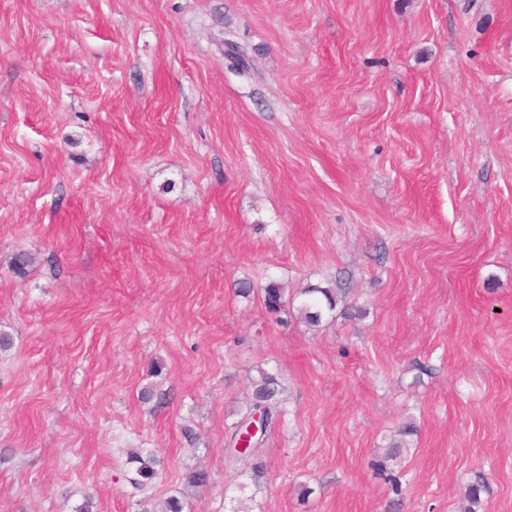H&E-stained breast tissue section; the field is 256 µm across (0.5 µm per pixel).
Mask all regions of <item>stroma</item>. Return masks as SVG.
<instances>
[{"label":"stroma","instance_id":"35a3bbf8","mask_svg":"<svg viewBox=\"0 0 512 512\" xmlns=\"http://www.w3.org/2000/svg\"><path fill=\"white\" fill-rule=\"evenodd\" d=\"M0 336V512H512V0H0ZM300 295L298 312L308 326H319L326 315L336 310L338 297L334 288L310 286L304 288ZM258 375L251 379V398L249 407L241 413L236 421L228 424L227 433L230 435V442L227 448L238 440L240 426L248 420L254 413L261 411L267 418L268 425L271 427L282 415L281 395L283 388L277 375L269 373L264 369L257 371ZM408 451L409 448H407V443L402 438L398 441H394L387 449L383 460H380L376 463V468L380 476L384 479L385 483L390 485L392 493L397 497H401L403 494L402 485L400 481L393 475L392 470L387 467V462L390 460L394 461L403 458V456L407 454ZM130 463H134L133 476L129 478V483L139 492L145 493L152 488L151 483L157 477V465L160 461L152 452L140 451L133 455Z\"/></svg>","mask_w":512,"mask_h":512}]
</instances>
